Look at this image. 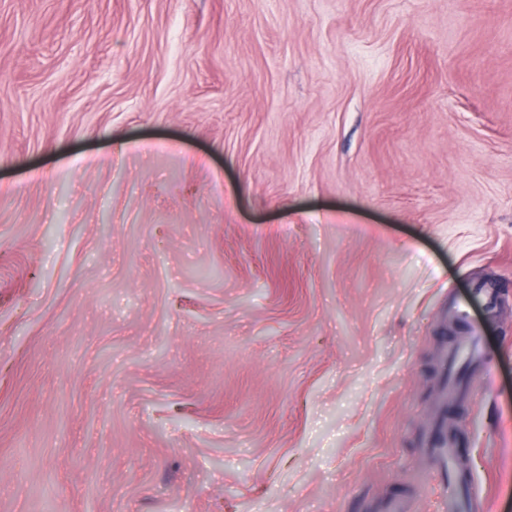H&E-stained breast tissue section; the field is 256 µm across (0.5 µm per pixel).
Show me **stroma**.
<instances>
[{
	"mask_svg": "<svg viewBox=\"0 0 512 512\" xmlns=\"http://www.w3.org/2000/svg\"><path fill=\"white\" fill-rule=\"evenodd\" d=\"M460 303L512 512V0H0V512H444Z\"/></svg>",
	"mask_w": 512,
	"mask_h": 512,
	"instance_id": "obj_1",
	"label": "stroma"
}]
</instances>
